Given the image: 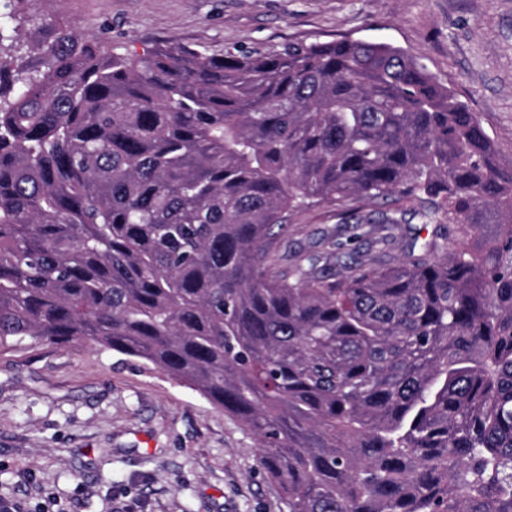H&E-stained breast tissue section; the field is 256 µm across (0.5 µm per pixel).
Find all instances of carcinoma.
Instances as JSON below:
<instances>
[{"instance_id": "1", "label": "carcinoma", "mask_w": 512, "mask_h": 512, "mask_svg": "<svg viewBox=\"0 0 512 512\" xmlns=\"http://www.w3.org/2000/svg\"><path fill=\"white\" fill-rule=\"evenodd\" d=\"M37 51L0 56V348L162 371L257 437L288 512H512V161L477 113L386 42ZM393 194L432 240L281 268L286 212Z\"/></svg>"}]
</instances>
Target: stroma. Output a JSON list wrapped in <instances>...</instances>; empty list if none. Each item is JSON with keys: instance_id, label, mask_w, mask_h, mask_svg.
<instances>
[{"instance_id": "stroma-1", "label": "stroma", "mask_w": 512, "mask_h": 512, "mask_svg": "<svg viewBox=\"0 0 512 512\" xmlns=\"http://www.w3.org/2000/svg\"><path fill=\"white\" fill-rule=\"evenodd\" d=\"M22 64L57 28L110 51L180 45L280 50L340 38L391 43L477 112L512 160V0H18ZM418 201L314 202L288 211L283 266L325 256L330 239L366 250L429 240ZM258 440L195 391L112 351L26 343L0 351V501L21 512H288L257 464Z\"/></svg>"}]
</instances>
